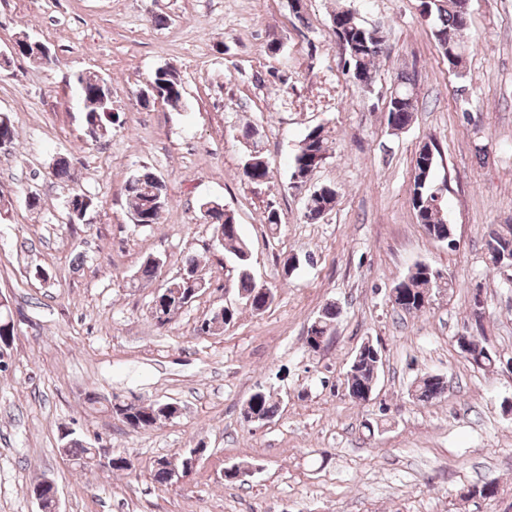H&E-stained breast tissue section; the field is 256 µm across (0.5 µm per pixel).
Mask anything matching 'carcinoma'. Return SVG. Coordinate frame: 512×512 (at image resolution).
<instances>
[{
    "instance_id": "carcinoma-1",
    "label": "carcinoma",
    "mask_w": 512,
    "mask_h": 512,
    "mask_svg": "<svg viewBox=\"0 0 512 512\" xmlns=\"http://www.w3.org/2000/svg\"><path fill=\"white\" fill-rule=\"evenodd\" d=\"M421 12L429 14L436 21L433 35L442 56L448 65L461 69L465 65V49L457 39L458 34L467 29L468 10L463 0H420ZM332 27L336 40L345 45L346 62L343 64L345 75L353 81L366 85L375 80L376 60L383 53L384 46L373 41L374 30L352 17L351 10L343 9L333 14ZM21 56L39 64L49 65L51 59H44L38 42L34 39L19 42ZM400 90L397 98L390 102L387 125L401 131L413 120L416 112L413 79L402 74L399 77ZM150 81L160 91L163 103L173 109L181 106L184 98V85L178 70L165 65L154 70ZM76 82L83 103V131L85 137L100 140L112 132V126L118 122L119 115L113 112L112 90L108 81L94 71H85L77 75ZM256 130L246 124L239 130V137L245 142H253L254 150L248 151V158L243 166L245 180L262 185L270 178V172L261 151L255 142ZM329 135L325 127L319 125L310 129L302 139L291 161V178L299 183L308 180L314 170L317 158H328ZM440 158L438 145L431 141L423 144L414 158V176L411 189V206L417 223L421 224L431 237H440L454 232L444 210L446 202L443 191L446 185L435 180V169ZM126 198L131 220L140 226L159 223L162 212L168 202L165 181L153 171L145 168L136 174L133 182L126 183ZM336 202V189L322 186L308 199L305 210L310 221L318 220ZM201 218L210 224L213 232L224 236V257L229 269L226 275L231 277L233 287L245 306L259 315L273 302L275 295L271 289L258 284L249 267V249L241 234L235 215L226 211H200ZM490 241L486 246L496 243L505 250L512 247V224L506 223L489 233ZM161 262L155 258H146L139 270L137 279L150 281L157 277ZM402 287L396 294L389 296L392 307L408 313L421 312L430 305L426 301L428 293L442 288L453 289V281H442L441 273L430 265L415 264L402 278ZM183 279L167 282L158 295L151 301V315L156 323L163 327L169 324L182 310V295L174 292L171 286L178 285ZM342 310L334 303L326 305L318 315L319 329L315 334L325 336ZM472 325L478 332V344L472 350L470 363L485 371H493L502 365L501 355L485 342L483 322L485 308L470 310ZM379 350L370 348L352 359L346 375L347 393L351 400L360 401L370 388V383L377 362ZM412 396L419 402L429 403L439 399L448 392V381H443L431 374L424 373L416 378L411 389ZM279 404L272 395L257 391L249 398L248 412L270 418L278 411ZM178 410L162 406L160 403H142L137 410L121 418L126 426L138 429H150L161 422L174 417ZM65 455L77 461L79 466L87 467L95 462L96 449L86 445L78 437L65 439L62 446ZM468 495L485 501H493L499 493L496 481L474 484L467 489Z\"/></svg>"
}]
</instances>
